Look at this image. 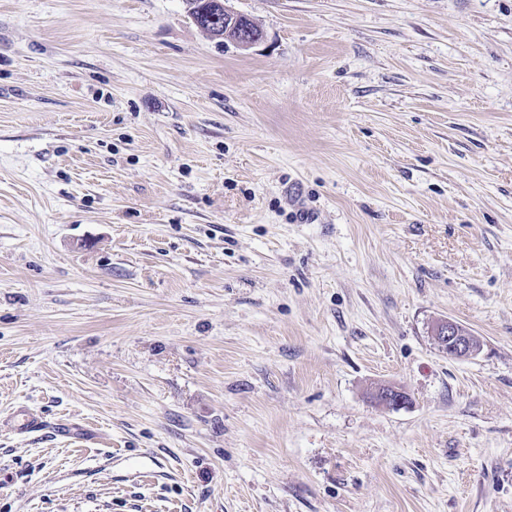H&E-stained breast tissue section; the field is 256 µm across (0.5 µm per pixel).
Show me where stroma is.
I'll list each match as a JSON object with an SVG mask.
<instances>
[{
  "instance_id": "stroma-1",
  "label": "stroma",
  "mask_w": 512,
  "mask_h": 512,
  "mask_svg": "<svg viewBox=\"0 0 512 512\" xmlns=\"http://www.w3.org/2000/svg\"><path fill=\"white\" fill-rule=\"evenodd\" d=\"M230 5L0 0V512H512V0ZM229 0H190V15L195 24L200 28H212L211 21L213 16L211 12L214 10L223 11L224 13L216 14L214 24L221 28L212 29V36L217 39H229L237 47L241 49H248L258 43L262 38V33H252L251 30L245 26L246 18L233 10H231L226 2ZM225 23L228 24L225 30ZM237 28V30H236ZM232 30H236L238 34L235 37L228 36ZM433 335L438 346L454 358H469L477 354L481 348V342L477 336L451 320L438 322L434 327Z\"/></svg>"
}]
</instances>
